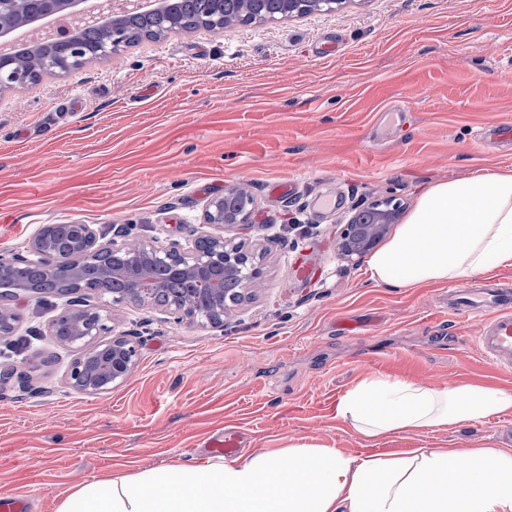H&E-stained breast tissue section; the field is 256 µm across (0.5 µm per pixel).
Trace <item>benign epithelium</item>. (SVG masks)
Returning <instances> with one entry per match:
<instances>
[{
    "mask_svg": "<svg viewBox=\"0 0 512 512\" xmlns=\"http://www.w3.org/2000/svg\"><path fill=\"white\" fill-rule=\"evenodd\" d=\"M31 3V20L11 30L0 28V38L11 42L22 28L68 11L71 24L61 34L49 43L33 45L36 50L49 48L69 53V58L64 61H47L43 73L53 75L68 71L75 61L83 64L91 57L106 58L118 53L125 46V39L116 25L117 21L132 14L164 15L169 8L165 0H102L98 12L88 19L86 8L82 7L85 0H31ZM260 3L261 0H225L226 6L237 7L251 23L260 17ZM344 3L345 0H281L280 17L292 19L317 12L333 13ZM89 21L100 27L112 26V36L91 55L87 54L79 32L81 26ZM28 84L27 79L15 72L11 54L0 51V91ZM254 209L252 199L243 200L230 210L224 209L221 198L210 201L204 213L203 230L197 236V239L208 242L207 248L196 244L183 248L177 243L159 246L139 240L101 243L89 224L81 225L77 236L54 242L39 235L27 253L0 259V275L29 267L40 258L44 272L75 283L86 257L110 252L114 275L129 282L125 291L112 296V308L129 303L148 305L158 308L175 324L187 322L222 328L224 316L231 306L242 300V287L251 283L258 274V268L251 255L228 243L224 236L211 233L210 229L250 224ZM400 217V206L390 201L372 202L355 210L338 236L341 254L361 256L382 239ZM154 266L165 267L194 281L198 293L212 297L211 309L200 313L181 300L159 302L162 284L150 274ZM70 295V309L79 313L80 318L74 324L73 335L67 340L68 346L78 351V356L71 363L67 383L87 394L108 392L122 384L138 362V344L123 334L113 333L110 310L86 300L79 289H71Z\"/></svg>",
    "mask_w": 512,
    "mask_h": 512,
    "instance_id": "7a95c632",
    "label": "benign epithelium"
}]
</instances>
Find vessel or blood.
I'll return each mask as SVG.
<instances>
[{
  "label": "vessel or blood",
  "mask_w": 512,
  "mask_h": 512,
  "mask_svg": "<svg viewBox=\"0 0 512 512\" xmlns=\"http://www.w3.org/2000/svg\"><path fill=\"white\" fill-rule=\"evenodd\" d=\"M451 306L474 315H484L478 336L482 353L496 367L512 369V294L491 286L449 290Z\"/></svg>",
  "instance_id": "1"
}]
</instances>
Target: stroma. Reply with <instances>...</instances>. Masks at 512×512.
<instances>
[{
  "label": "stroma",
  "instance_id": "1",
  "mask_svg": "<svg viewBox=\"0 0 512 512\" xmlns=\"http://www.w3.org/2000/svg\"><path fill=\"white\" fill-rule=\"evenodd\" d=\"M336 51L323 54L324 43ZM512 125V0H347L333 13L141 39L62 76L0 92V256L48 224L100 240L193 242L225 188L252 195V224L225 238L252 253L259 287L223 327L113 312L138 343L124 383L70 388L75 353L49 332L66 298L26 295L0 335V493L57 512L79 483L205 465L208 440L243 450L302 440L347 455L512 448V416L367 441L336 416L364 373L442 387L512 389L481 353L479 322L448 309V283L389 288L337 249L354 206L412 209L433 183L512 169L493 128ZM291 180L288 200L267 186Z\"/></svg>",
  "mask_w": 512,
  "mask_h": 512
}]
</instances>
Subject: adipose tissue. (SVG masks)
<instances>
[{
  "label": "adipose tissue",
  "instance_id": "adipose-tissue-1",
  "mask_svg": "<svg viewBox=\"0 0 512 512\" xmlns=\"http://www.w3.org/2000/svg\"><path fill=\"white\" fill-rule=\"evenodd\" d=\"M500 264H512V170L429 185L367 261L373 282L395 288L469 278ZM505 413H512V390L373 374L337 403L338 417L367 440ZM57 512H512V450L479 444L356 458L293 441L272 454L89 480Z\"/></svg>",
  "mask_w": 512,
  "mask_h": 512
}]
</instances>
